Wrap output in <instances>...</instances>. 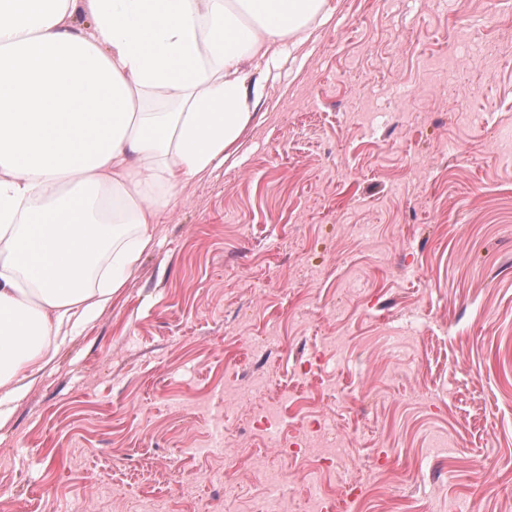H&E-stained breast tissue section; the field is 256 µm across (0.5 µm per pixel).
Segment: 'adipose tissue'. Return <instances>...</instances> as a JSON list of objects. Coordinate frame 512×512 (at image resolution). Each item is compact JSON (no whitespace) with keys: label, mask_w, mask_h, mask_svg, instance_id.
Segmentation results:
<instances>
[{"label":"adipose tissue","mask_w":512,"mask_h":512,"mask_svg":"<svg viewBox=\"0 0 512 512\" xmlns=\"http://www.w3.org/2000/svg\"><path fill=\"white\" fill-rule=\"evenodd\" d=\"M327 0H0V404L223 165ZM89 16L81 25L79 16Z\"/></svg>","instance_id":"1"}]
</instances>
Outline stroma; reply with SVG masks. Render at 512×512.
Returning a JSON list of instances; mask_svg holds the SVG:
<instances>
[{"instance_id":"1","label":"stroma","mask_w":512,"mask_h":512,"mask_svg":"<svg viewBox=\"0 0 512 512\" xmlns=\"http://www.w3.org/2000/svg\"><path fill=\"white\" fill-rule=\"evenodd\" d=\"M330 3L230 157L0 417V512H124L129 484L238 512L210 476L261 497L284 460L264 447L255 469L235 431L289 388L286 417L349 442L321 476L334 504L352 481L358 512H512V0ZM217 426L226 458L200 456Z\"/></svg>"}]
</instances>
